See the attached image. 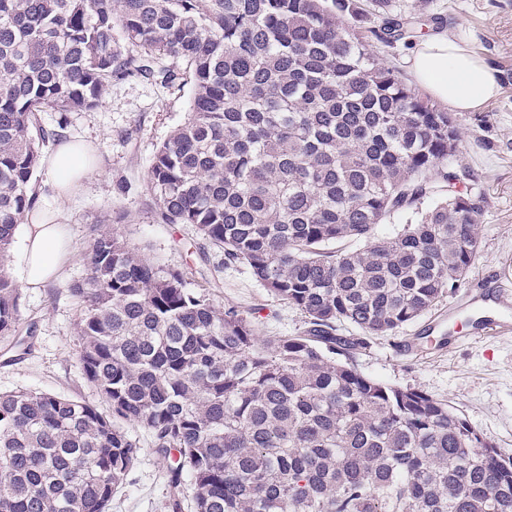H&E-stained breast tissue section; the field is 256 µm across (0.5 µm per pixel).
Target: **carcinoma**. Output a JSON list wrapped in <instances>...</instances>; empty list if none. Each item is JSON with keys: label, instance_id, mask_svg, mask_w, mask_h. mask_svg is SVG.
<instances>
[{"label": "carcinoma", "instance_id": "obj_1", "mask_svg": "<svg viewBox=\"0 0 512 512\" xmlns=\"http://www.w3.org/2000/svg\"><path fill=\"white\" fill-rule=\"evenodd\" d=\"M419 14L399 0H0V335L19 322L6 258L39 203L40 145L62 136L39 114L91 109L131 77L190 85L148 171L161 223L195 226L305 318L297 336L261 337L96 226L73 293L79 362L111 414L0 393V512H108L141 452L121 422L176 454L172 512L186 489L195 512H512V455L447 402L354 364L478 255L486 197L457 189L455 118L373 50L410 42ZM395 217L403 228L378 235Z\"/></svg>", "mask_w": 512, "mask_h": 512}]
</instances>
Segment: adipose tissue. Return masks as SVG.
Wrapping results in <instances>:
<instances>
[{"instance_id": "obj_1", "label": "adipose tissue", "mask_w": 512, "mask_h": 512, "mask_svg": "<svg viewBox=\"0 0 512 512\" xmlns=\"http://www.w3.org/2000/svg\"><path fill=\"white\" fill-rule=\"evenodd\" d=\"M407 62L414 80L435 100L455 112L476 110L499 94V83L482 57L439 30L411 50ZM55 200L68 198L71 188L96 170L90 149L61 141L46 160ZM25 284L38 288L58 278L73 251L62 225L34 219L22 237Z\"/></svg>"}]
</instances>
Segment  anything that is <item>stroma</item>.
Segmentation results:
<instances>
[{
  "label": "stroma",
  "mask_w": 512,
  "mask_h": 512,
  "mask_svg": "<svg viewBox=\"0 0 512 512\" xmlns=\"http://www.w3.org/2000/svg\"><path fill=\"white\" fill-rule=\"evenodd\" d=\"M426 14L464 38L496 73L498 97L456 115L463 140L456 168L469 170L486 195L477 219L479 255L464 283L394 335L373 340L355 356L365 375L419 388L444 400L473 427L512 454V313L489 300L497 283L512 287V0H424ZM189 89H165L139 78L113 83L102 101L81 112L46 111L40 124L98 146L99 168L63 203L47 202L64 224L74 259L59 280L24 285L21 242L13 240L8 271L20 287L15 333L0 336V392L32 390L72 397L107 411L83 374L77 332L80 305L72 286L85 274L93 225L116 222L127 241L163 268L184 270L191 282L209 276L216 306L253 315L263 335L294 336L304 328L296 308L271 296L243 266L221 267V255L189 224H160L146 192L150 161L188 113ZM505 325L488 337L467 333L464 317ZM166 467L150 437L109 512H169Z\"/></svg>",
  "instance_id": "obj_1"
}]
</instances>
